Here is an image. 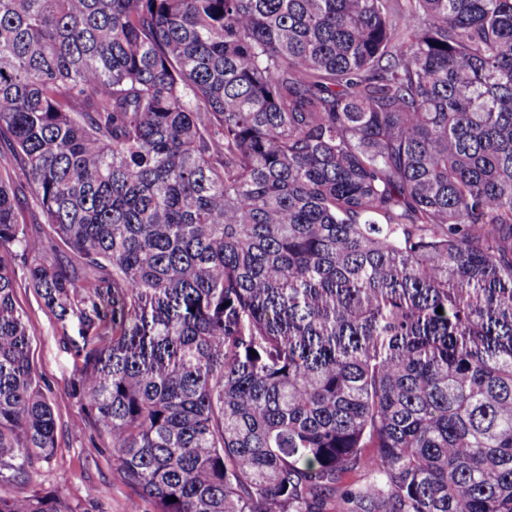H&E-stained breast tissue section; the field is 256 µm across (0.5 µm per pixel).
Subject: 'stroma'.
Instances as JSON below:
<instances>
[{
  "label": "stroma",
  "mask_w": 512,
  "mask_h": 512,
  "mask_svg": "<svg viewBox=\"0 0 512 512\" xmlns=\"http://www.w3.org/2000/svg\"><path fill=\"white\" fill-rule=\"evenodd\" d=\"M14 298L31 335L30 362L56 417V450L38 468V487L59 491L81 512H146L134 490L115 482V457L106 440L93 426H73L82 414L73 379L94 345L96 328L78 312L58 319L25 279L17 280Z\"/></svg>",
  "instance_id": "obj_1"
}]
</instances>
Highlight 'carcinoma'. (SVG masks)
I'll use <instances>...</instances> for the list:
<instances>
[{
    "label": "carcinoma",
    "mask_w": 512,
    "mask_h": 512,
    "mask_svg": "<svg viewBox=\"0 0 512 512\" xmlns=\"http://www.w3.org/2000/svg\"><path fill=\"white\" fill-rule=\"evenodd\" d=\"M1 140L0 512H77L13 250L152 512H512V0H0ZM16 192L19 196L25 197L23 202V217L25 223L37 224L33 226L31 225V227H36V229L41 233L49 234L51 230L48 224H43L40 208L37 205L35 199L30 194H28V189L25 187L17 186Z\"/></svg>",
    "instance_id": "obj_1"
}]
</instances>
